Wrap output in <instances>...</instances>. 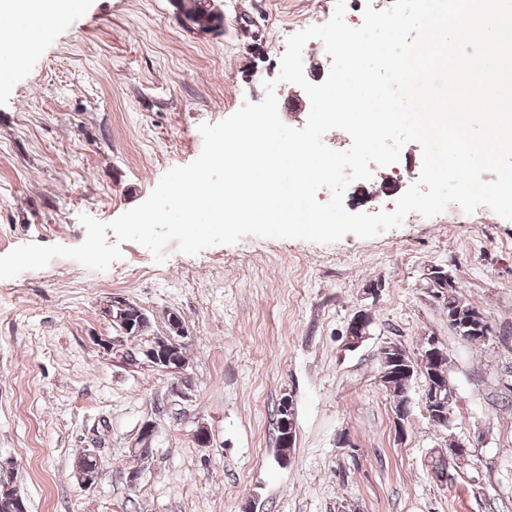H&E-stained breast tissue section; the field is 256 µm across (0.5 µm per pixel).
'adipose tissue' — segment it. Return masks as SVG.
<instances>
[{
  "mask_svg": "<svg viewBox=\"0 0 512 512\" xmlns=\"http://www.w3.org/2000/svg\"><path fill=\"white\" fill-rule=\"evenodd\" d=\"M66 9V0H0V14L12 16L15 20L14 27L7 33L13 54L9 58H1L0 66L14 67L31 53L42 35V22L61 23Z\"/></svg>",
  "mask_w": 512,
  "mask_h": 512,
  "instance_id": "ef3b65f1",
  "label": "adipose tissue"
}]
</instances>
